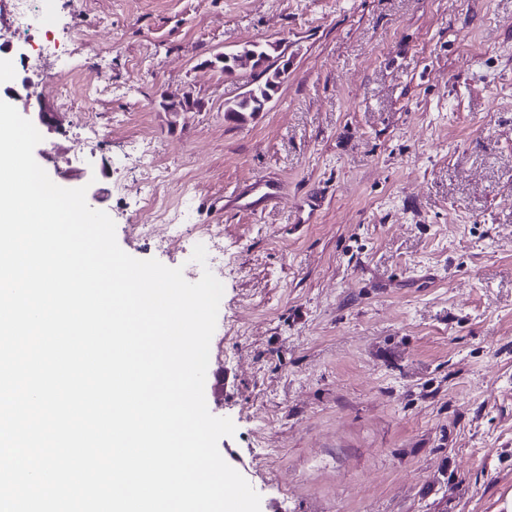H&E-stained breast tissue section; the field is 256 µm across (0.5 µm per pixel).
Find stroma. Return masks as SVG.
<instances>
[{"label": "stroma", "instance_id": "35a3bbf8", "mask_svg": "<svg viewBox=\"0 0 512 512\" xmlns=\"http://www.w3.org/2000/svg\"><path fill=\"white\" fill-rule=\"evenodd\" d=\"M49 20L39 76L75 98H47L38 164L97 174L88 204L134 258L190 266L224 227L205 398L261 512H512V0H52ZM265 41L288 76L226 121L251 72L206 62ZM149 162L156 208L187 215L163 250L138 229ZM260 175L276 202L225 209Z\"/></svg>", "mask_w": 512, "mask_h": 512}]
</instances>
